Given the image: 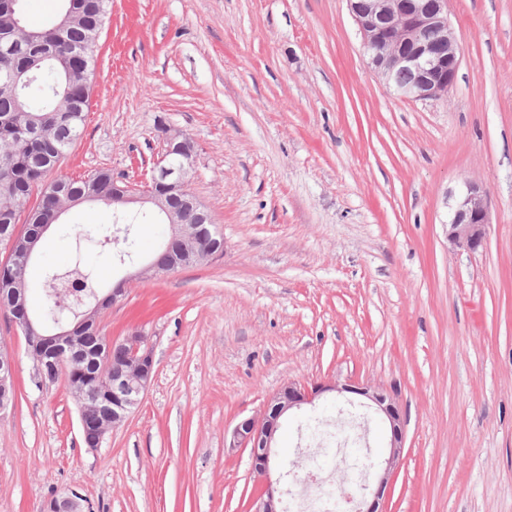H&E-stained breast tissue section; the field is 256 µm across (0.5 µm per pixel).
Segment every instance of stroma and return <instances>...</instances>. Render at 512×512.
<instances>
[{"mask_svg":"<svg viewBox=\"0 0 512 512\" xmlns=\"http://www.w3.org/2000/svg\"><path fill=\"white\" fill-rule=\"evenodd\" d=\"M455 85L397 96L371 68L347 0H112L83 133L51 178L101 168L147 181L166 131L195 143L192 191L224 234L203 265L135 279L100 331H141L155 376L100 447L85 446L67 381L39 383L0 310L15 401L0 413V512L68 490L89 512H251L248 449L226 445L288 382L394 390L404 458L384 512H512V0H449ZM489 202L485 249L445 237L464 180ZM326 395L283 421L279 462L320 458L349 492L387 431Z\"/></svg>","mask_w":512,"mask_h":512,"instance_id":"stroma-1","label":"stroma"}]
</instances>
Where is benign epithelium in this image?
<instances>
[{
  "label": "benign epithelium",
  "mask_w": 512,
  "mask_h": 512,
  "mask_svg": "<svg viewBox=\"0 0 512 512\" xmlns=\"http://www.w3.org/2000/svg\"><path fill=\"white\" fill-rule=\"evenodd\" d=\"M349 9L362 34L363 46L369 64L387 85L405 99H437L454 86L460 68V55L448 23V0H369L362 7L361 0H348ZM439 37L430 38L431 32ZM405 73L410 80L394 84L396 73ZM193 140L176 133L166 140L160 160L153 170L149 182L139 187L124 183L112 193V202L121 205L119 212L131 205H149L150 210L163 220H170L172 235L178 239L195 238L198 225L211 224L213 218L204 203L191 191L189 174L195 161ZM186 194L184 206L192 211L197 224H179L168 209L166 195ZM489 210L486 192L475 182H464L450 220L446 224V238L453 249L477 252L487 243ZM12 248L24 256L29 263L37 251L38 239L13 234ZM30 318H25L21 332L32 350L38 374L46 378L52 371L53 362L48 360L50 351L65 348L72 351L76 362L84 355L74 349L70 332L63 324L46 328V336H30ZM112 352L124 355L125 363L113 365L102 377L104 391H86L75 399L79 412L82 435L92 433L86 439L88 448H96L110 431L121 426L141 405L144 395L155 373L153 352L146 338L133 332L121 340L105 338ZM14 388L13 357L0 351V408L8 406L10 391ZM351 392L361 397L360 407L373 409L388 430L387 452L372 475L377 484L373 500L368 492L352 496H341L342 512H379V499L397 469L404 451L405 420L396 394L380 386L361 384L353 386L347 382H316L301 386L293 382L283 385L266 401L262 412L239 422L232 432V448L250 449L254 465L253 472L263 478L266 487L253 502V512H284L280 490L274 486L272 475L279 462L276 452V436L281 419L306 406H312L328 393ZM106 406L110 409V420L96 421L88 417L90 410ZM44 512H84L82 497L75 491L53 497L46 502Z\"/></svg>",
  "instance_id": "obj_1"
}]
</instances>
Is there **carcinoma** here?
<instances>
[{
  "label": "carcinoma",
  "instance_id": "1",
  "mask_svg": "<svg viewBox=\"0 0 512 512\" xmlns=\"http://www.w3.org/2000/svg\"><path fill=\"white\" fill-rule=\"evenodd\" d=\"M32 0H13V13L3 17V27L22 26L33 36L24 40L10 60V67L22 73L32 55L47 54L49 58L31 79H22L17 86L0 80V146L11 153V163L0 167V211L8 208L16 212L28 208L30 218L27 232L43 234L45 224L59 223L57 214L67 204L64 191L71 192L72 200L90 194L96 202L112 207L114 175L109 170H95L79 179L60 178L47 180V175L63 159L81 137L86 112L67 111L72 87L91 89L95 74L94 52L99 34L110 10V0H59L57 17L73 15V24L60 42L52 41L50 25L33 26L27 14ZM64 187L59 191L58 187ZM154 223L147 216H120L104 232L80 225L63 224L60 236L74 244L70 263L57 265L43 260V274L34 283L24 272L22 258L13 253L0 268V278L24 280L25 299L39 288L47 302L35 313L41 325L48 327L58 316V297L46 287L52 278L76 270L85 279L80 289V299L69 301L70 327H75L83 313L95 308L105 294L100 288L96 258L105 255L111 262L122 263L139 252L137 237L132 234L118 236L117 226L124 224ZM204 237L194 243L162 236V246L152 259L159 269L175 271L201 265L209 257L224 254V236L215 224H202ZM79 347L92 358L102 343L100 332L92 327L76 331Z\"/></svg>",
  "mask_w": 512,
  "mask_h": 512
}]
</instances>
